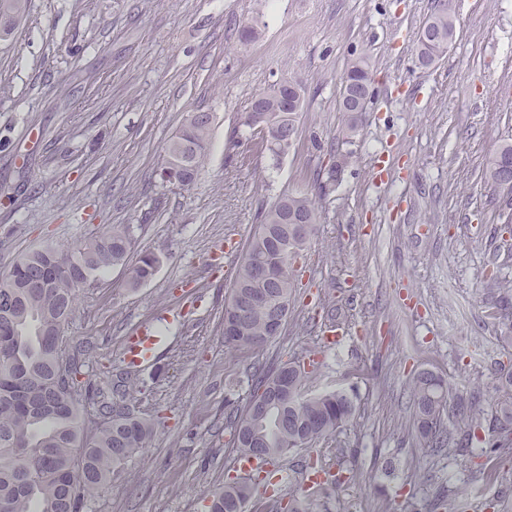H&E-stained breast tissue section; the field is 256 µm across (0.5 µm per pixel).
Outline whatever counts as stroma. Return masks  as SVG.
Returning <instances> with one entry per match:
<instances>
[{"label":"stroma","mask_w":512,"mask_h":512,"mask_svg":"<svg viewBox=\"0 0 512 512\" xmlns=\"http://www.w3.org/2000/svg\"><path fill=\"white\" fill-rule=\"evenodd\" d=\"M451 5L453 41L424 67L418 30L435 0H29L0 42V273L115 225L134 236L127 264L82 292L65 326L87 349L84 378L129 375L130 406L155 422L91 512H208L207 491L241 471L229 411L256 369L308 354L309 393L339 385L358 408L340 433L355 477L317 512H429L442 491L467 512H512L511 455L482 482L483 449L465 466L414 443V376L478 391L488 408L512 369V310L496 312L485 267L497 252L512 286L508 204L483 175L512 143V0ZM360 54L373 101L346 141L340 78ZM288 76L305 99L276 160L244 116ZM197 111L213 116L198 177L163 183L166 145ZM287 193L315 200L320 222L293 262L287 323L236 351L224 303L260 213ZM146 254L158 268L132 286ZM143 326L165 341L130 375L124 340Z\"/></svg>","instance_id":"35a3bbf8"}]
</instances>
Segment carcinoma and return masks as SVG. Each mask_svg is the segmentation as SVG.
I'll list each match as a JSON object with an SVG mask.
<instances>
[{
  "mask_svg": "<svg viewBox=\"0 0 512 512\" xmlns=\"http://www.w3.org/2000/svg\"><path fill=\"white\" fill-rule=\"evenodd\" d=\"M28 10V0H0V40L6 41ZM440 37L418 42V57L427 63L441 58L448 47V33L455 17L440 8L425 20ZM370 57L351 59L341 76L339 107L345 116L343 138L358 132L362 112L351 107L347 95L370 87ZM305 88L288 78L251 100L262 103L280 118L296 119L303 107ZM210 115L190 112L166 146V162L176 161L175 185L190 187L196 180L210 134ZM512 164V144L503 145L488 161V184L512 196V185L502 181L504 167ZM288 210L310 218L306 238H299L290 225H280L281 246L274 249L264 240L267 226L279 217L281 201L264 210L257 232L243 253L229 299L224 306V336L227 346L240 351L263 346L272 328V307L289 311L292 294V260L312 236L319 223L315 202L305 194H289ZM133 246L129 228L114 226L80 247L61 251L52 245L19 258L0 275V302L13 299L25 315L0 308V512H85L112 475L144 448L153 424L140 417L116 413L124 402L129 382L122 378L106 386L77 379L82 374V350L73 348L64 335L65 324L76 306L79 292L93 287L108 267L126 261ZM158 259L143 256L129 268L130 282L138 286L150 279ZM262 265L277 277L274 303L259 302L249 312L244 328L236 335L233 301L237 293L253 291V270ZM315 362L296 363L288 373L281 368L261 372L249 400L236 410L232 424L236 449L246 459L268 464L291 452L317 443L326 448L307 468L328 476L322 483L303 490L291 500L288 512H315L319 502L350 481L342 467L341 428L357 413L353 397L343 387L307 395V381ZM280 389L278 415L281 425L256 428L248 436L240 430L248 422L253 403L271 388ZM413 414L421 446L441 450L456 447L463 462L467 449L487 442L499 456L512 455V394H504L487 414L474 400L456 396L457 433L444 427L448 388L430 373L422 372L411 390ZM90 401L86 408L83 401ZM258 483L224 480L210 491V512H244L255 502V512H283L282 498L271 495L255 499Z\"/></svg>",
  "mask_w": 512,
  "mask_h": 512,
  "instance_id": "obj_1",
  "label": "carcinoma"
}]
</instances>
